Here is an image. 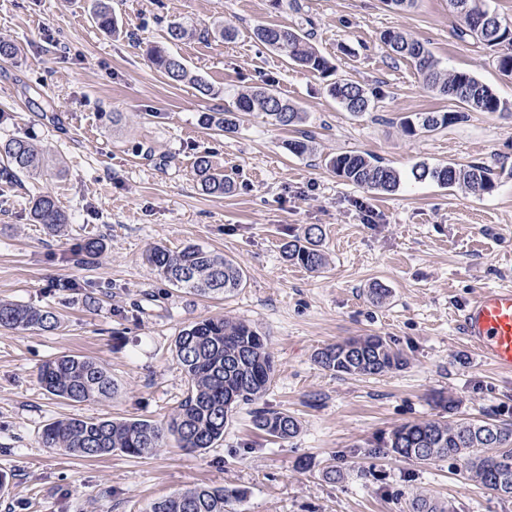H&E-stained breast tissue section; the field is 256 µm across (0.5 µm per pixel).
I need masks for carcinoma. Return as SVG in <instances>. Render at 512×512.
Here are the masks:
<instances>
[{"label":"carcinoma","instance_id":"carcinoma-1","mask_svg":"<svg viewBox=\"0 0 512 512\" xmlns=\"http://www.w3.org/2000/svg\"><path fill=\"white\" fill-rule=\"evenodd\" d=\"M460 17L453 30L460 41L476 40L489 47H512V23L492 10L486 0H450ZM94 23L115 29V20L104 0H97ZM255 37L271 51L292 64L329 77L334 66L311 42V34L290 26H259ZM393 57L414 66L423 84L475 112H498L503 103L493 89L466 71L447 73L424 44L396 30L381 36ZM150 59L171 83L189 80L204 96L213 88L191 74L184 60L164 48L149 50ZM327 92L338 105L355 117L372 108L368 91L360 84L337 79L327 84ZM259 112L280 126L303 122L298 108L289 103L268 81L235 96L233 104L222 112L207 113L205 124L230 134L239 128L238 113ZM460 117L458 112H426L402 122L403 130L414 135L419 130L434 131ZM44 150L25 137L0 142V181L8 183L23 173L37 170ZM329 165L336 175L369 190L393 192L401 184V175L393 167L371 155L339 154ZM194 168L202 189L222 196L232 191L233 181L212 164L209 156L196 158ZM414 178L430 180L442 187H460L474 195L489 193L495 187L493 170L484 165L420 164ZM31 220L52 228L68 223L65 213L49 194L31 200ZM322 230L313 226L302 239L284 245L286 258L308 270L325 264L319 248ZM153 270L172 287L185 293L219 298L244 285V273L233 260L199 246L179 251L154 247L147 255ZM60 327L59 316L51 307L0 301V329L53 332ZM175 356L187 378L189 391L176 412L163 423L146 419L64 418L47 424L40 436L45 448L59 449L74 456L95 459L121 453L143 458L173 438L178 448L202 452L224 437L232 412L240 405L251 407L254 426L279 439L297 435L300 424L291 414L270 410L260 402L272 383L275 364L265 337L250 324L230 318H207L185 326L178 334ZM323 370L341 375H378L399 371L408 365L402 351L384 337L376 335L348 338L329 344L314 355ZM45 390L63 400L80 403L110 398L116 392L107 370L95 360L73 354L57 356L38 371ZM372 458L398 456L419 464L438 458L459 459L468 477L500 494L512 497V424L492 419H460L454 423L436 420L399 426L388 436L368 444ZM241 494L222 487L196 486L177 491L149 504L146 512H233Z\"/></svg>","mask_w":512,"mask_h":512}]
</instances>
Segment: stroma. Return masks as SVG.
<instances>
[{"label":"stroma","mask_w":512,"mask_h":512,"mask_svg":"<svg viewBox=\"0 0 512 512\" xmlns=\"http://www.w3.org/2000/svg\"><path fill=\"white\" fill-rule=\"evenodd\" d=\"M108 3L112 31L93 22L96 0H0V39L20 48L0 60V140L27 137L47 149L42 168L15 185L0 182V300L49 306L61 320L51 333L0 330V512H145L198 485L242 491L243 512H413L420 497L452 512H512V498L471 481L461 462L364 454L370 441L415 421L512 424V373L480 357L458 328L477 290L512 286V77L499 72L497 49L455 39L448 0H417L405 11L384 0ZM219 21L236 28L234 39L213 34ZM172 22L192 25L195 36L168 42ZM260 25L312 31L336 77L371 92L373 110L355 117L342 109L325 78L257 41ZM387 30L422 42L444 70L473 72L504 110L407 135L403 118L458 106L427 89L410 64L391 60L381 41ZM150 45L183 57L214 95L170 83L148 60ZM266 79L305 112L310 154L289 153L298 130L257 112L241 113L234 134L202 122ZM345 152L381 158L403 184L390 193L351 184L328 166ZM203 154L233 178L232 192L202 190L194 161ZM422 162L485 164L495 188L479 196L414 181ZM41 194L57 200L68 224L31 222L29 203ZM367 209L375 223L364 222ZM313 225L326 257L316 271L281 251ZM91 237L102 252L79 258ZM188 245L233 259L244 287L220 299L187 294L145 260L153 247ZM375 287L385 289L383 301ZM212 317L246 321L265 336L275 374L263 404L297 417V437L270 440L245 406L202 454L171 439L139 459H83L42 446L43 427L64 417L166 420L188 389L175 339ZM367 335L402 350L407 367L349 376L315 364L316 350ZM63 354L101 362L114 396L69 403L49 395L38 370ZM329 466L342 479L325 481Z\"/></svg>","instance_id":"stroma-1"}]
</instances>
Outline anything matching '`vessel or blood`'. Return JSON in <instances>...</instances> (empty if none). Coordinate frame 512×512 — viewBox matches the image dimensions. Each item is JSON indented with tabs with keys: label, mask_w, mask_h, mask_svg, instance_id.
<instances>
[{
	"label": "vessel or blood",
	"mask_w": 512,
	"mask_h": 512,
	"mask_svg": "<svg viewBox=\"0 0 512 512\" xmlns=\"http://www.w3.org/2000/svg\"><path fill=\"white\" fill-rule=\"evenodd\" d=\"M466 343L498 368L512 371V287L483 288L463 309Z\"/></svg>",
	"instance_id": "vessel-or-blood-1"
}]
</instances>
